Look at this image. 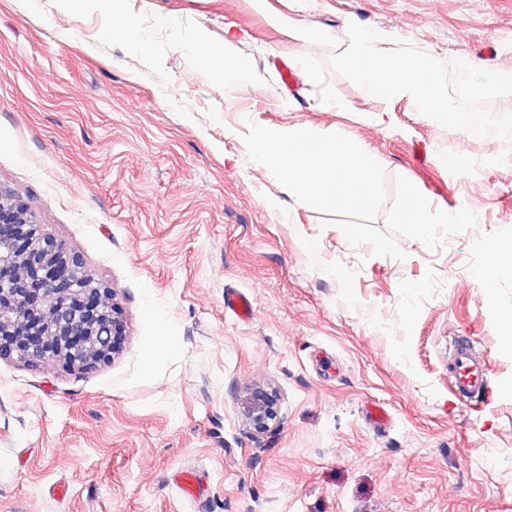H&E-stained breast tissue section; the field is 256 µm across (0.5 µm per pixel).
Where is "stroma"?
<instances>
[{
  "mask_svg": "<svg viewBox=\"0 0 512 512\" xmlns=\"http://www.w3.org/2000/svg\"><path fill=\"white\" fill-rule=\"evenodd\" d=\"M134 0L143 63L86 0L45 14L0 0V182L113 290L125 336L88 370L0 359V512H512V274L490 305L475 273L512 241V96L467 95L457 62L493 72L512 0ZM235 22L259 84H228L182 44ZM386 28L391 50L436 56L474 137L393 101L392 127L336 66L349 27ZM349 106L281 71L294 52ZM353 136L388 176L476 228L405 260L347 244L331 216L267 208L282 187L244 163L249 124ZM462 168L448 170L442 153ZM319 246L318 257L304 250ZM246 294L242 322L224 294ZM489 360L492 393L455 399L452 337ZM271 385L278 424L255 435L247 387ZM201 477L198 497L174 476Z\"/></svg>",
  "mask_w": 512,
  "mask_h": 512,
  "instance_id": "obj_1",
  "label": "stroma"
}]
</instances>
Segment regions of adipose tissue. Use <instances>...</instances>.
I'll return each mask as SVG.
<instances>
[{
	"label": "adipose tissue",
	"instance_id": "ef3b65f1",
	"mask_svg": "<svg viewBox=\"0 0 512 512\" xmlns=\"http://www.w3.org/2000/svg\"><path fill=\"white\" fill-rule=\"evenodd\" d=\"M97 3L112 19L113 37L122 40L138 55L150 56V43L130 0H97ZM248 37L246 30L229 23L224 27L223 43H215L207 33L200 32L187 49L205 67L211 66L214 60H221L224 82L246 81L255 77L250 64L228 56L226 50ZM390 40L388 30L354 27L337 56L339 66L366 94L380 101V109L371 115L372 122L380 127L391 126L394 116L388 104L392 100L403 99L417 111L434 114L448 125L470 127L469 113L449 98L434 59L426 54L404 55L388 51Z\"/></svg>",
	"mask_w": 512,
	"mask_h": 512
}]
</instances>
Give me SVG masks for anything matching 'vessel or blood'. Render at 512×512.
<instances>
[{
	"mask_svg": "<svg viewBox=\"0 0 512 512\" xmlns=\"http://www.w3.org/2000/svg\"><path fill=\"white\" fill-rule=\"evenodd\" d=\"M448 379L458 400L476 402L488 395L491 381L489 362L470 337H453L448 351Z\"/></svg>",
	"mask_w": 512,
	"mask_h": 512,
	"instance_id": "obj_1",
	"label": "vessel or blood"
}]
</instances>
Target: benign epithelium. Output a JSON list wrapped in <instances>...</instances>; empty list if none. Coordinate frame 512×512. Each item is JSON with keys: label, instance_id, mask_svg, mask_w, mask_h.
Segmentation results:
<instances>
[{"label": "benign epithelium", "instance_id": "benign-epithelium-1", "mask_svg": "<svg viewBox=\"0 0 512 512\" xmlns=\"http://www.w3.org/2000/svg\"><path fill=\"white\" fill-rule=\"evenodd\" d=\"M111 294L83 258L39 224L13 188L0 183V359L82 369L109 359L124 336ZM275 405V394L247 389L241 409L252 432L270 428Z\"/></svg>", "mask_w": 512, "mask_h": 512}]
</instances>
